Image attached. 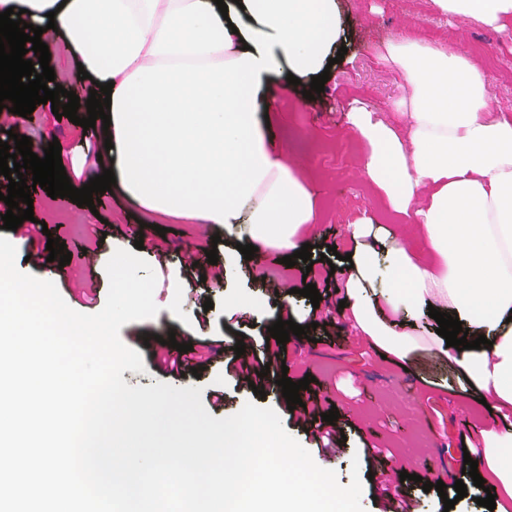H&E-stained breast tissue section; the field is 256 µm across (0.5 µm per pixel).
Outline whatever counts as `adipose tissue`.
Instances as JSON below:
<instances>
[{
    "label": "adipose tissue",
    "instance_id": "obj_1",
    "mask_svg": "<svg viewBox=\"0 0 512 512\" xmlns=\"http://www.w3.org/2000/svg\"><path fill=\"white\" fill-rule=\"evenodd\" d=\"M0 0V13L61 39L94 80L112 84L116 188L162 218L223 226L249 244L293 254L315 233L309 181L289 165L265 117L279 111L273 81L309 87L336 42V0ZM433 13L512 28V0H429ZM55 29H48V21ZM385 58L409 96L386 121L348 114L369 147L364 178L411 215L428 254L413 255L362 215L348 227L346 307L362 335L403 363L421 338L409 323L429 309L458 316L481 349L431 338L462 388L512 405V119L493 114L488 82L467 53L403 35ZM410 119L401 128L398 116ZM492 479L512 492V428L479 432Z\"/></svg>",
    "mask_w": 512,
    "mask_h": 512
}]
</instances>
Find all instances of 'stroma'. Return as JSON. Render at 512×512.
Segmentation results:
<instances>
[{
  "label": "stroma",
  "mask_w": 512,
  "mask_h": 512,
  "mask_svg": "<svg viewBox=\"0 0 512 512\" xmlns=\"http://www.w3.org/2000/svg\"><path fill=\"white\" fill-rule=\"evenodd\" d=\"M336 22L340 44L347 52L332 66L324 90L315 99L285 101L273 117V134L299 169L312 170L322 179L315 224L323 239L321 247L312 248L313 266L297 262L293 267L280 264L273 250L255 253L252 259L240 257L234 245L213 243L219 228L213 224L170 222L169 233L159 235L153 228L155 216L120 194L101 193L96 209L101 220L84 223L83 209L75 203L62 207L61 218L47 220L43 207H34L38 222L46 223L48 235L35 243L7 231L17 250L19 271L42 278L47 262L33 263L31 252H45L48 237L65 242L72 259L57 271L54 283L66 304L73 310L94 314L105 305L109 280L105 266L119 248L133 249L135 240H143L142 258L151 264L157 276L154 300L159 307L156 317L125 324L120 329L123 343L142 356L144 371H124L123 380L131 386L148 387L159 382L177 387H202L204 391L224 393V407L218 417L237 413L246 401L274 409L285 430L312 456L314 462L336 472L341 485L352 476L362 481L361 505L364 512H389L388 491L405 496L415 512H442L443 502L437 492H424V482L463 480L467 495L452 512H488L477 505L484 492L494 493L495 502L505 512H512V494L497 482L488 489L473 486L471 477L463 476L458 462L463 454L481 455L475 430L498 431L512 425V408L490 411L475 396L460 387L454 369L443 359L419 353L410 369H403L393 359L383 357L370 340L358 339L339 302L345 297L338 275L321 261L322 248L336 247L345 253L353 246L347 224L361 213L373 214L377 223L414 240L419 229L406 217L395 214L382 194L361 176L358 163L366 147L356 141L348 125L352 101L350 91H357L358 101L368 104L378 114H385L391 101L408 96L401 73L381 60L386 44L404 30L415 38L436 42L449 51L466 50L488 78V98L494 113L512 116V29L495 31L475 21H451L431 13L427 0H336ZM23 135L33 144L47 147L59 141L62 162L74 187H82L100 172L95 146L102 140L96 129L85 130L68 119H56L50 105L38 104ZM101 239L94 267L81 262L91 239ZM217 250L219 261L210 264L206 254ZM222 269L221 282H214L215 269ZM85 289H75L78 281ZM302 288L315 284L321 294L319 304L295 296V309L308 323L307 337H291L280 360L271 362L264 385V395L238 382L226 369L224 360L201 371L176 377L157 368L146 342L148 339L175 335L177 341L197 339L231 341L234 334L251 337L254 353H262L263 338L279 317L275 302L277 283ZM245 294L252 301L248 313L224 309L225 297ZM212 309H204L205 301ZM312 375L313 383L301 391L306 406H318L320 412L337 408L336 431L343 437L332 449L315 446L313 433L318 423L291 416L277 381L281 376L292 380ZM388 471V488H381L369 476Z\"/></svg>",
  "instance_id": "1"
}]
</instances>
